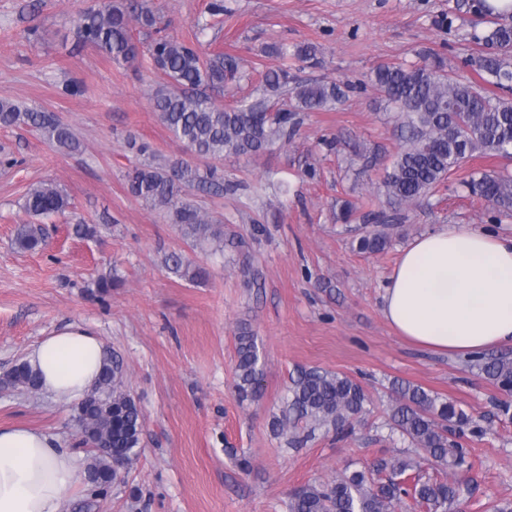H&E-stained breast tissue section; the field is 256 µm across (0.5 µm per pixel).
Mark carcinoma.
<instances>
[{
	"instance_id": "1",
	"label": "carcinoma",
	"mask_w": 512,
	"mask_h": 512,
	"mask_svg": "<svg viewBox=\"0 0 512 512\" xmlns=\"http://www.w3.org/2000/svg\"><path fill=\"white\" fill-rule=\"evenodd\" d=\"M157 18L145 0H101L80 15L76 37L115 63L132 64L139 52L132 42L131 28H152ZM499 49L478 59L488 82L507 88L512 84V23H495L482 38ZM265 54L282 60L263 76V90L249 101L232 107L215 105L206 90H215L243 77L239 60L216 52L203 57L197 47L175 37H159L148 46L152 66L163 71L170 83L151 93L154 112L173 139L197 157L213 161L205 169L192 167L180 158L162 163L146 160L126 174L132 195L165 211L171 223L194 241H207L214 250H224V225L195 205L188 189L209 188L234 192L237 181L224 179L214 162L226 158H251L274 145L291 141L300 124L299 113L331 109L343 102L346 93L335 81L293 83L288 57L307 62L314 49L299 46L293 53L269 46ZM372 84L384 93L397 112L399 152L379 186L392 214L380 212L373 219L380 224L402 221V209L417 204L435 190L448 175L459 170L475 154L512 159V102L478 90L471 82L448 74L439 58L432 63L406 65L382 63L371 72ZM1 127H30L58 148L73 151L79 142L57 114L36 104L0 101ZM470 191L499 211L512 213V175L484 172L466 181ZM67 195L51 181L31 185L23 197L22 209L30 220L19 225L14 245L33 251L45 244L41 219L64 212ZM389 244L386 233L377 231L359 240V250L374 254ZM168 269L195 282L205 271L179 254L166 259ZM235 390L242 400L256 396L261 368L256 338L244 330L237 336ZM506 395H512V357L469 361ZM14 388L36 392L39 385L26 363L20 362L7 374ZM287 413L276 422L285 429L291 421L303 419L307 435L318 429L337 433L361 421L368 402L364 388L351 377L312 369L293 380ZM81 444L93 449L95 457L87 468V481L94 496H102L121 468L139 455L144 418L138 404L124 389L122 365L108 358L100 379L76 408ZM392 430L409 440L422 455L413 458L381 459L377 472L389 473L387 481L374 483L364 471L344 472L322 484H305L290 495L288 512H396L405 498L428 512H448L458 504L451 482H437L421 473L426 457L455 471L466 462L459 442L470 419L450 400L440 401L420 386L398 383L392 387Z\"/></svg>"
}]
</instances>
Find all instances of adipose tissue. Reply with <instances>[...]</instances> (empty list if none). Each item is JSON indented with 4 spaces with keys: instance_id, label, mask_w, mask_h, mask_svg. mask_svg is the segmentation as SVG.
<instances>
[{
    "instance_id": "obj_1",
    "label": "adipose tissue",
    "mask_w": 512,
    "mask_h": 512,
    "mask_svg": "<svg viewBox=\"0 0 512 512\" xmlns=\"http://www.w3.org/2000/svg\"><path fill=\"white\" fill-rule=\"evenodd\" d=\"M382 313L399 336L436 351L476 356L512 345V237L445 224L415 238L384 288ZM103 359L100 337L79 327L26 356L43 392L64 404L95 386ZM75 474L72 453L44 433L0 428V512H62Z\"/></svg>"
}]
</instances>
